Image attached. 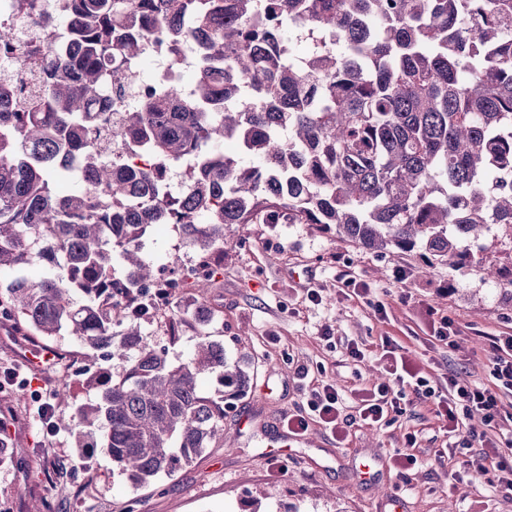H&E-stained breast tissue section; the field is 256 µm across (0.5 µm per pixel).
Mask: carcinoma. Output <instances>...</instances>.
I'll use <instances>...</instances> for the list:
<instances>
[{
  "label": "carcinoma",
  "mask_w": 512,
  "mask_h": 512,
  "mask_svg": "<svg viewBox=\"0 0 512 512\" xmlns=\"http://www.w3.org/2000/svg\"><path fill=\"white\" fill-rule=\"evenodd\" d=\"M80 19L67 54L46 49L52 69L21 112L0 89V309L42 337L66 332L94 353L83 383L98 402L73 403L62 378L50 404L73 407L77 448L103 430L119 473L155 484L224 442V415L253 384L249 362L229 358L205 331L185 361L145 341L147 288L158 272L142 239L176 224L203 269V297L234 234L262 220L314 224L359 248L418 252L426 266L511 276L472 243L493 224L512 240V0H70ZM301 38L336 34L303 68L281 56ZM189 39L204 50L195 85L147 92L115 136L144 147L143 168L108 163L105 118L89 107L134 63L145 35ZM237 139L241 154H224ZM85 175L56 189L69 157ZM178 171L179 195L164 189ZM38 255L54 272L30 281ZM120 260L125 275H114ZM122 359L114 378L103 363ZM213 378L218 394L202 392Z\"/></svg>",
  "instance_id": "cac0c4a2"
}]
</instances>
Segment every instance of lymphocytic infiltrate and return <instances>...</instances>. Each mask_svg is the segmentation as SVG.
Here are the masks:
<instances>
[{
    "mask_svg": "<svg viewBox=\"0 0 512 512\" xmlns=\"http://www.w3.org/2000/svg\"><path fill=\"white\" fill-rule=\"evenodd\" d=\"M382 349L389 379L363 390L357 406L361 421L372 427L392 425L403 415L401 402L409 393L416 402L435 405V413L451 437L464 420L480 415L489 427L499 430L500 436L495 440L481 438L479 450L470 453L465 466L470 471L490 472V486L512 494V462L504 454L505 448L512 446V412L502 405L503 396L512 393V336L489 339L490 374L495 381L491 389L453 373L446 390H436L420 367L397 354L394 344L383 343ZM313 422L324 425L337 440H344L351 420L343 414V402L335 386L325 384L312 390L306 411L289 415L284 424L290 432L299 434Z\"/></svg>",
    "mask_w": 512,
    "mask_h": 512,
    "instance_id": "lymphocytic-infiltrate-1",
    "label": "lymphocytic infiltrate"
}]
</instances>
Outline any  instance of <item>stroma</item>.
<instances>
[{"label":"stroma","mask_w":512,"mask_h":512,"mask_svg":"<svg viewBox=\"0 0 512 512\" xmlns=\"http://www.w3.org/2000/svg\"><path fill=\"white\" fill-rule=\"evenodd\" d=\"M236 247L224 256V272L205 298L184 288L175 299L179 315L205 301L213 320L206 330L229 357H242L254 369V384L224 419V442L206 449L157 484L132 487L104 449L102 431L90 447H74L67 430L40 418L29 393L15 389L0 401L13 414L4 431L11 457L0 460V503L9 512H29L30 500L16 496L28 485L32 498L52 505V512H383L391 495L404 499L407 512H512V495L495 491L482 478L455 485L441 421L429 405L407 406L392 426L354 422L344 442L312 424L304 444H289L283 420L296 412L308 391L335 385L346 414L357 411L359 391L385 380L375 357L384 340L422 367L431 386L442 388L448 375L461 372L490 384L487 339L512 334V288L485 281L473 272L441 266L424 272L418 256L376 253L318 231L310 224H249ZM174 225L145 238L143 253L167 270L188 263ZM405 270L407 280L396 277ZM349 274L369 288L368 296L346 295L339 281ZM321 302H311L308 290ZM387 315L378 317L376 303ZM455 319L462 339L455 350L433 336L425 306ZM331 340H323V329ZM145 340L167 345L168 358L179 362L195 349L197 328L185 323L175 344H168L165 320L142 325ZM367 353L362 362L348 356L350 344ZM69 349L85 355L75 337L43 339L15 322L0 321V367L29 375L23 357L42 349ZM307 378H299L298 367ZM416 437L419 467L400 473L390 466L394 449L406 434ZM375 461L373 480L360 483L355 470Z\"/></svg>","instance_id":"obj_1"}]
</instances>
